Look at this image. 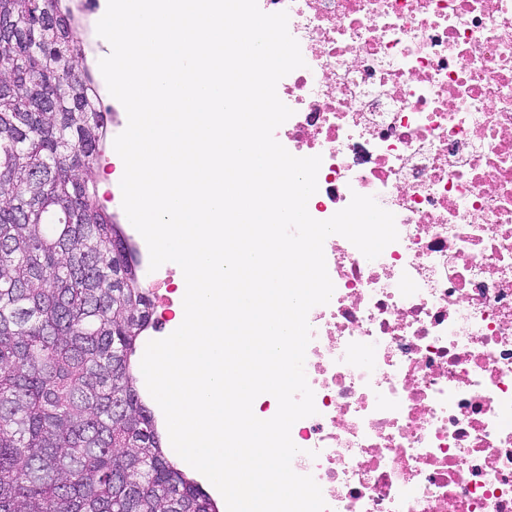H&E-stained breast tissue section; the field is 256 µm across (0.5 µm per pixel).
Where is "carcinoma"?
<instances>
[{"label":"carcinoma","mask_w":512,"mask_h":512,"mask_svg":"<svg viewBox=\"0 0 512 512\" xmlns=\"http://www.w3.org/2000/svg\"><path fill=\"white\" fill-rule=\"evenodd\" d=\"M82 45L65 0H0V512H218L137 389L152 300L89 177Z\"/></svg>","instance_id":"carcinoma-1"}]
</instances>
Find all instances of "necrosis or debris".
<instances>
[{
  "label": "necrosis or debris",
  "instance_id": "necrosis-or-debris-1",
  "mask_svg": "<svg viewBox=\"0 0 512 512\" xmlns=\"http://www.w3.org/2000/svg\"><path fill=\"white\" fill-rule=\"evenodd\" d=\"M258 6L306 62L277 139L322 158L309 214L369 195L399 233L324 243L293 470L330 512H512V0Z\"/></svg>",
  "mask_w": 512,
  "mask_h": 512
}]
</instances>
